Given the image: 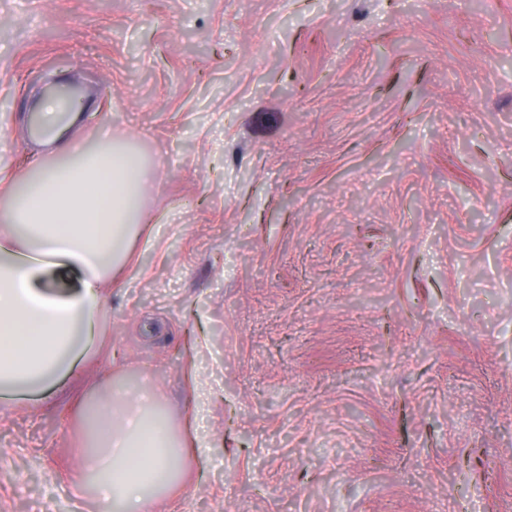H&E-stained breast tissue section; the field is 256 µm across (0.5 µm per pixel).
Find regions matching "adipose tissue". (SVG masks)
Masks as SVG:
<instances>
[{
  "mask_svg": "<svg viewBox=\"0 0 512 512\" xmlns=\"http://www.w3.org/2000/svg\"><path fill=\"white\" fill-rule=\"evenodd\" d=\"M127 147L105 136L70 161L37 167L28 205L0 212V389L57 388L100 336L102 290L121 271L138 237L141 199L152 174ZM78 274L66 297L49 290L57 260ZM186 435L171 432L152 396L113 391L80 403L86 482L112 512H152L178 483L185 458L205 462L215 387L193 374Z\"/></svg>",
  "mask_w": 512,
  "mask_h": 512,
  "instance_id": "obj_1",
  "label": "adipose tissue"
}]
</instances>
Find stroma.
Listing matches in <instances>:
<instances>
[{
    "label": "stroma",
    "mask_w": 512,
    "mask_h": 512,
    "mask_svg": "<svg viewBox=\"0 0 512 512\" xmlns=\"http://www.w3.org/2000/svg\"><path fill=\"white\" fill-rule=\"evenodd\" d=\"M0 0V206L73 146L157 174L60 394L0 398V512H103L77 400L150 382L212 407L154 512H512V0ZM42 112L44 123L47 127V135L53 140L57 139L63 133L67 115L65 119L60 120L58 106L54 99L47 100L44 103Z\"/></svg>",
    "instance_id": "1"
}]
</instances>
